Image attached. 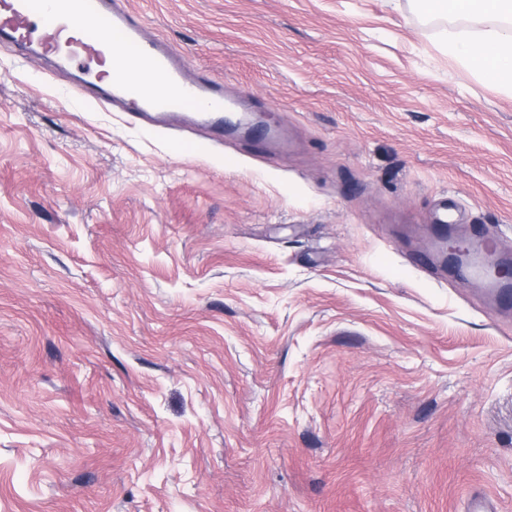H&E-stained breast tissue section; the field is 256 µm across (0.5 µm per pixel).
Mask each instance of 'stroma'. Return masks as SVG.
<instances>
[{
    "mask_svg": "<svg viewBox=\"0 0 512 512\" xmlns=\"http://www.w3.org/2000/svg\"><path fill=\"white\" fill-rule=\"evenodd\" d=\"M277 132L147 129L0 45V512H512V94L414 0H126ZM467 271L473 276L482 279L488 287L487 298L490 303L507 302L510 297L512 299V265L497 266V271L501 276L507 278H499L491 273L488 269V260L480 245H476L471 255L466 261L465 266H460V272Z\"/></svg>",
    "mask_w": 512,
    "mask_h": 512,
    "instance_id": "obj_1",
    "label": "stroma"
}]
</instances>
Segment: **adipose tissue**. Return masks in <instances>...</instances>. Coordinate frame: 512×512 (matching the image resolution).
<instances>
[{
  "instance_id": "1",
  "label": "adipose tissue",
  "mask_w": 512,
  "mask_h": 512,
  "mask_svg": "<svg viewBox=\"0 0 512 512\" xmlns=\"http://www.w3.org/2000/svg\"><path fill=\"white\" fill-rule=\"evenodd\" d=\"M424 15L450 23L437 42L441 51L481 81L512 94V0H417ZM465 25H457V18Z\"/></svg>"
}]
</instances>
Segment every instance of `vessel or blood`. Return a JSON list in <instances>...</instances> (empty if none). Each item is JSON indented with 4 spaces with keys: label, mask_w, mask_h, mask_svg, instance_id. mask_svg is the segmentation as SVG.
I'll list each match as a JSON object with an SVG mask.
<instances>
[{
    "label": "vessel or blood",
    "mask_w": 512,
    "mask_h": 512,
    "mask_svg": "<svg viewBox=\"0 0 512 512\" xmlns=\"http://www.w3.org/2000/svg\"><path fill=\"white\" fill-rule=\"evenodd\" d=\"M113 31L121 33V43L102 40V33ZM2 43L19 47L29 60L94 69L93 78L77 83L81 98L123 102L137 109L146 125L191 115L216 136L224 134L223 85L186 77L182 60L165 43L147 36L121 0H0ZM138 63L145 65L147 80L130 78ZM465 267L486 283L489 302L512 299V280L489 271L482 247L474 248Z\"/></svg>",
    "instance_id": "obj_1"
}]
</instances>
